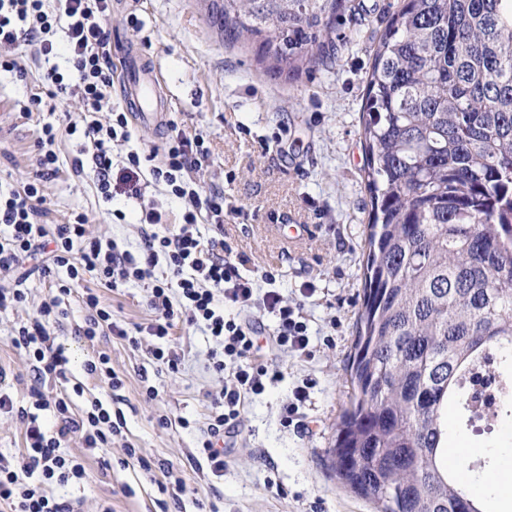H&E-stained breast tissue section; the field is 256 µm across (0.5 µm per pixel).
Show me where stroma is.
Returning <instances> with one entry per match:
<instances>
[{"mask_svg": "<svg viewBox=\"0 0 512 512\" xmlns=\"http://www.w3.org/2000/svg\"><path fill=\"white\" fill-rule=\"evenodd\" d=\"M403 0H349L331 26L334 56L297 75L276 74L260 63L254 46L230 42L209 21L203 0H112L106 23L112 43V101L127 110L121 60L137 48L159 70L158 93L167 106L164 125H133L129 144L112 149L121 166L128 148L161 152L170 124L186 134L203 133L209 155L192 176L203 188L224 192V237L247 256L254 272L273 267L278 288L300 302L308 325L310 354L264 348L269 364L282 378L252 397L238 431L227 439L230 464L223 477L212 476L193 461L198 453V423L208 410V393L224 385L208 361L210 337L175 329L182 364L178 373L159 371L146 347H133L112 336L94 342L75 334L85 310L78 295L62 301L67 316L58 332L68 367L83 393L75 410L98 399L122 411L125 425L112 445L85 461L80 485L54 487L53 493L81 500L83 512H375L371 502L346 487L330 466L329 450L336 426L350 403L348 361L357 312L363 302L364 265L372 203L364 180L362 112L375 51L388 19ZM34 48L21 44L26 77L0 73V189L20 187L36 163L35 142L44 124L65 125L60 112L24 113L22 106L43 94ZM79 136L63 137L58 146L60 170L47 182L41 223H67L85 213L96 236L116 240L127 249L142 243L140 209L115 195L106 202L93 174L78 171ZM309 224L313 231L289 242L290 225ZM314 292L302 296L305 284ZM127 325L151 317L147 290L133 283L120 291L89 279ZM25 304L0 310V368L7 377L0 388L25 404L31 375L23 353L12 347L14 328L29 322L56 281L32 273L24 283ZM110 355L123 381L111 390L107 381L87 375L84 363L93 353ZM310 382L309 397L299 408L300 421L285 427L281 409L292 391ZM158 395L148 399L147 387ZM189 427H182L181 419ZM449 447H464L465 464L482 479L484 463L498 464L512 452V416L467 422L448 415ZM136 449L128 457L127 449ZM152 470H144L143 461ZM171 464L182 491L162 490L159 463Z\"/></svg>", "mask_w": 512, "mask_h": 512, "instance_id": "stroma-1", "label": "stroma"}]
</instances>
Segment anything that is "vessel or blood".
<instances>
[{"instance_id": "vessel-or-blood-1", "label": "vessel or blood", "mask_w": 512, "mask_h": 512, "mask_svg": "<svg viewBox=\"0 0 512 512\" xmlns=\"http://www.w3.org/2000/svg\"><path fill=\"white\" fill-rule=\"evenodd\" d=\"M123 78L128 99L134 104L133 112L137 121L145 125L161 124L165 103L152 96L160 79L158 69L146 64L139 52L131 48L126 53Z\"/></svg>"}]
</instances>
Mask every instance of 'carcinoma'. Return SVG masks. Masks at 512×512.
<instances>
[{
	"mask_svg": "<svg viewBox=\"0 0 512 512\" xmlns=\"http://www.w3.org/2000/svg\"><path fill=\"white\" fill-rule=\"evenodd\" d=\"M347 0H211L290 74L331 56ZM363 121L372 198L351 406L331 467L376 512H496L448 470V410L512 402V0H404Z\"/></svg>",
	"mask_w": 512,
	"mask_h": 512,
	"instance_id": "carcinoma-1",
	"label": "carcinoma"
}]
</instances>
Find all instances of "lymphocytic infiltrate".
I'll use <instances>...</instances> for the list:
<instances>
[{
  "mask_svg": "<svg viewBox=\"0 0 512 512\" xmlns=\"http://www.w3.org/2000/svg\"><path fill=\"white\" fill-rule=\"evenodd\" d=\"M111 0H0V71L20 72L14 55L20 43L34 44L45 65L41 81L45 95L33 96L27 111H56L70 100H78L79 117L65 128L44 125L36 141L37 169L21 187L0 193V275H21L26 261L40 258V273L59 280L56 295L43 300L30 323L16 328L11 345L28 358L34 383L26 405L16 404L10 393L0 390V415L9 414L24 425L18 451L0 453V502L10 512H74L75 501L50 493L52 484L68 485L83 479L82 457L67 454L66 445L79 440L86 451L110 447L119 433L122 418L92 400L81 412L73 410V395L81 385L49 395L47 380L65 379L67 359L51 335L60 324L59 298L70 295L86 278L96 279L114 291L131 283L147 287L146 303L152 312L149 322L126 328L114 320L110 307L97 293L82 296L86 315L82 334L92 340L108 333L141 346L144 338L156 339L149 353L155 363L171 373L178 372L181 354L169 339L180 325L203 329L214 346L209 352L213 370L225 374L223 388L211 395L206 422L200 430V450L215 477H223L229 460L215 442L224 432L238 427L251 396L261 394L280 373L261 356L260 332L248 313L260 308L277 319L271 340L280 349L302 354L309 351L307 326L299 319L297 305L288 301L275 283V271L264 270L253 277L249 258L236 254L226 240L203 239L197 229L199 215L211 226L224 228V194L205 191L192 178L208 156L203 134L189 137L183 131L168 135L159 165L144 168L137 150L123 160L120 179L112 177V145L129 142L127 113L112 103V51L105 26ZM64 29L69 64L77 82L65 81L52 64L54 35ZM80 135L84 161L96 176V189L104 200L120 191L139 202L142 222L147 225L138 252L121 248L115 241L90 234L85 214L72 215L68 223L47 230L40 222L46 201L44 187L59 171L57 152L60 135ZM164 185L169 195L182 200L184 211L175 232L161 235L154 227L162 214L145 198L142 174ZM263 279L264 294H257L255 281Z\"/></svg>",
  "mask_w": 512,
  "mask_h": 512,
  "instance_id": "f902f5d3",
  "label": "lymphocytic infiltrate"
}]
</instances>
